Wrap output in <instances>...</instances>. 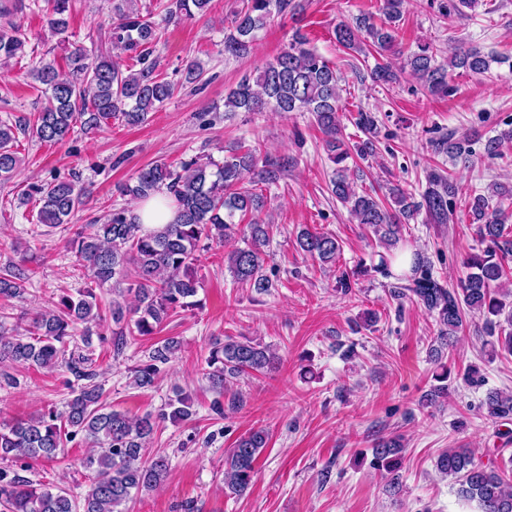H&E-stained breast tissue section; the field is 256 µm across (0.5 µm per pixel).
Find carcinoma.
Returning <instances> with one entry per match:
<instances>
[{"label": "carcinoma", "mask_w": 512, "mask_h": 512, "mask_svg": "<svg viewBox=\"0 0 512 512\" xmlns=\"http://www.w3.org/2000/svg\"><path fill=\"white\" fill-rule=\"evenodd\" d=\"M46 24L52 33L68 30L70 0H47ZM211 0H174L167 15L192 17L207 12ZM404 0H385L386 21L375 24L369 17L355 24L336 25V41L346 49L360 51L370 45L379 54L397 47L396 23L401 20ZM430 6L449 17L474 6L473 0H430ZM301 9L294 0H246L231 19L230 32L224 35V53L240 58L250 52L256 32L273 16ZM112 43L133 55L137 70L121 69L118 62L103 52L77 45L67 56L69 72L63 74L55 60L42 55L32 60L29 75L44 86L48 105L34 118L21 117L16 122L0 121V181L13 179L22 169L23 159L15 149L16 133L21 132L45 143L64 141L76 126L99 129L110 118L127 125L145 122L174 94V86L160 77L158 60L153 57L162 38L160 24L144 13L138 0H112ZM25 46V36L13 23H0V59L8 61ZM437 49L430 43L408 54L404 67L432 96H449L456 69L473 74L489 70L490 62H502L476 48L448 49V62L440 64ZM340 88L336 69L309 47V40L295 30L287 48L276 58L246 76L224 99L226 112H310L326 136L330 161L336 166L332 193L344 204L359 224L371 228L387 247L396 245L402 230L421 208L443 219L452 199L461 188L438 171L430 174V188L417 201L406 190L393 187L394 207L367 192L359 194L346 175L345 161L350 157L341 135ZM356 124L366 139L354 145L356 153L367 157L374 152L377 119L371 112L359 110ZM512 142V128L488 140L487 156L500 154V148ZM442 152L455 158L470 156L469 139L448 137L441 141ZM282 164L255 151L232 152L222 161L192 157L173 166L163 159L140 169L130 181L117 187L121 196L146 201L157 193L173 198L176 217L173 223L146 231L125 207L112 206L98 224H88L69 240L76 261L96 286L112 284V291L122 296L134 295L135 308L114 299L109 307L116 329L114 350L121 352L126 336H153L178 309L192 308L201 288L195 262L200 251L212 243L222 244L236 234V215L259 211L264 200L256 191L260 183L274 182ZM86 188L74 179L54 177L52 181L30 187L19 198V205L34 202L36 220L57 228L68 223L83 204ZM467 205L478 222L477 235L486 248L466 260L470 273L457 288H448L435 279L423 259H414L410 291L426 310L437 315L440 346L451 343L463 326L465 316L483 317L482 332L489 337V355L512 356V303L500 297L492 285L504 276L503 260L512 254V238L505 234L502 210H489V199L482 194L468 195ZM250 241L227 255L229 269L236 280L259 293L269 291L270 280L261 273V246L269 239V225L249 223ZM303 252L322 265L336 262L340 246L328 233L303 229L298 237ZM134 273L128 287L122 284ZM28 274L10 263L0 269V298L21 299L26 292ZM106 321L93 288H83L73 295L62 293L53 308L35 316L16 336L0 333V361L51 369L65 366L77 386L61 410L44 413L9 424L0 423V461L21 462L57 457L64 442L77 436L99 445L101 452L85 458L83 465L93 472L89 488L82 495L43 483H33L11 465L0 466V512H125L124 505L133 494L157 486L168 472V460L156 456L143 460V448L155 432L157 421L192 419L191 401L181 395L168 404V410L154 417L133 420L110 409L103 402V389L96 382L92 359L84 349L92 345L91 325ZM85 325L82 349L65 353V345L74 338L77 325ZM180 348L169 337L157 343L147 359L134 370V384L139 388L154 385ZM276 358L270 350L246 337L227 336L212 342L205 378L211 388L224 392V384L242 374L262 373L272 368ZM483 406L487 415L503 423L512 421V394L492 391ZM268 435L263 429L241 437L225 462L224 488L229 495L242 496L250 488L258 457L266 448ZM402 446L397 438L381 439L371 449L373 468L392 475L402 465ZM436 468L459 485V493L479 501L482 512H512V479L499 467L474 459L465 448H450L435 462Z\"/></svg>", "instance_id": "cac0c4a2"}]
</instances>
